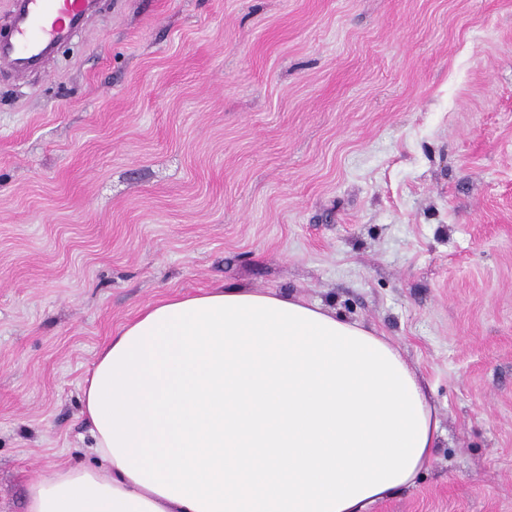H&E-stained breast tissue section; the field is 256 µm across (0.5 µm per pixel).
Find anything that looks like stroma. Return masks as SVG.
Segmentation results:
<instances>
[{
	"mask_svg": "<svg viewBox=\"0 0 512 512\" xmlns=\"http://www.w3.org/2000/svg\"><path fill=\"white\" fill-rule=\"evenodd\" d=\"M223 285L422 378L439 445L373 512H512V0H98L0 65V512L96 464L112 333Z\"/></svg>",
	"mask_w": 512,
	"mask_h": 512,
	"instance_id": "35a3bbf8",
	"label": "stroma"
}]
</instances>
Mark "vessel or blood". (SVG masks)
I'll list each match as a JSON object with an SVG mask.
<instances>
[{"mask_svg":"<svg viewBox=\"0 0 512 512\" xmlns=\"http://www.w3.org/2000/svg\"><path fill=\"white\" fill-rule=\"evenodd\" d=\"M85 11L86 0H24L12 18L11 40L0 45V63L26 74L29 64L53 48Z\"/></svg>","mask_w":512,"mask_h":512,"instance_id":"obj_1","label":"vessel or blood"}]
</instances>
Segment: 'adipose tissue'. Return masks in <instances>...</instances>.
I'll return each mask as SVG.
<instances>
[{
	"mask_svg": "<svg viewBox=\"0 0 512 512\" xmlns=\"http://www.w3.org/2000/svg\"><path fill=\"white\" fill-rule=\"evenodd\" d=\"M97 465L34 480L27 512H371L440 438L384 337L242 288L153 302L101 349Z\"/></svg>",
	"mask_w": 512,
	"mask_h": 512,
	"instance_id": "1",
	"label": "adipose tissue"
}]
</instances>
